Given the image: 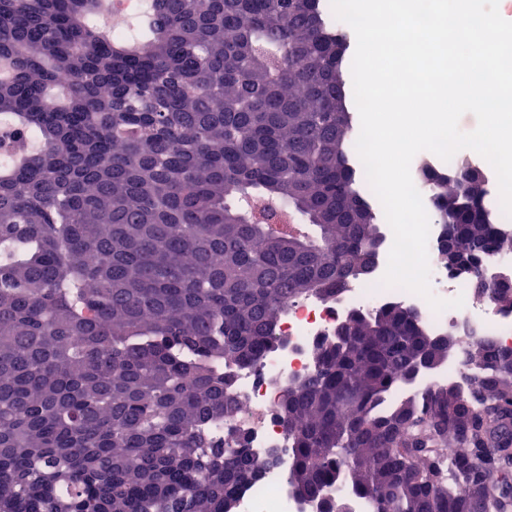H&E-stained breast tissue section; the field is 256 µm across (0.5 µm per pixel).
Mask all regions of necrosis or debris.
<instances>
[{
    "mask_svg": "<svg viewBox=\"0 0 512 512\" xmlns=\"http://www.w3.org/2000/svg\"><path fill=\"white\" fill-rule=\"evenodd\" d=\"M440 234V225H431L428 237L431 291L443 300L463 297L462 307L437 313L420 295L401 288L380 287L388 264V257L383 254L370 280L353 281L334 298L309 297L289 303L277 327L279 344L255 364L228 366L238 409L229 423L210 425L209 435L223 440L225 425H232L244 432L255 459L262 461L271 455L276 458L275 464L267 467L259 480L241 485L237 494L238 512H313L312 503L296 497L289 487L291 442L280 419L278 402L283 390L314 371L316 344L331 336L337 324L351 312L371 313L397 303L417 310L433 333L455 329L460 344H467L472 335L484 334L512 346V309L490 297L477 296L439 260Z\"/></svg>",
    "mask_w": 512,
    "mask_h": 512,
    "instance_id": "4bbe7bcc",
    "label": "necrosis or debris"
}]
</instances>
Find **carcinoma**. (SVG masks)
Returning <instances> with one entry per match:
<instances>
[{"mask_svg": "<svg viewBox=\"0 0 512 512\" xmlns=\"http://www.w3.org/2000/svg\"><path fill=\"white\" fill-rule=\"evenodd\" d=\"M113 12L0 0V512H225L273 459L206 433L237 405L210 364L258 361L290 301L368 278L384 244L321 0H142L124 36ZM420 175L465 262L512 251L480 171ZM295 217L312 232L278 229ZM469 285L512 307V284ZM445 335L392 303L315 347L278 405L297 497L504 512L512 346ZM450 345L471 386L393 397Z\"/></svg>", "mask_w": 512, "mask_h": 512, "instance_id": "obj_1", "label": "carcinoma"}]
</instances>
